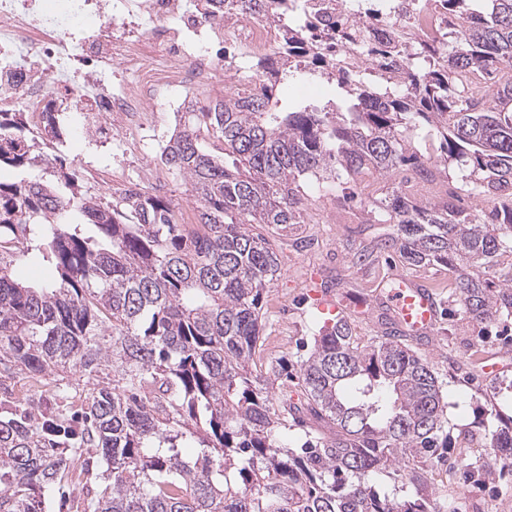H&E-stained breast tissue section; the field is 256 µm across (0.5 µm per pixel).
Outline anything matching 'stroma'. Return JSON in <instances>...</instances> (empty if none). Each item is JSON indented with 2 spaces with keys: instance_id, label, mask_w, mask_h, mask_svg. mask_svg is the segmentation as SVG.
I'll list each match as a JSON object with an SVG mask.
<instances>
[{
  "instance_id": "1",
  "label": "stroma",
  "mask_w": 512,
  "mask_h": 512,
  "mask_svg": "<svg viewBox=\"0 0 512 512\" xmlns=\"http://www.w3.org/2000/svg\"><path fill=\"white\" fill-rule=\"evenodd\" d=\"M342 90L320 75L291 69L287 81L274 91L276 108L288 112L300 106L323 108L340 101ZM64 131L65 144L56 152L74 170L84 190L104 195L135 185L171 199L188 223L198 212L185 180L172 174L158 156L116 150L113 131L103 126L87 135L79 113ZM340 192L324 196L314 191V176L299 180L306 198L298 224L252 225L279 256L281 270L263 293L262 361L280 358L297 362L314 345L320 323L313 316L312 292L333 298L345 312L359 341L396 329L387 293L408 278L427 284L437 296L438 321L432 337L405 340L426 359L443 382L448 439L501 427L512 415V322L478 324L459 319L456 310L457 275L448 269L410 266L398 254L373 252L377 240L394 237L396 225L387 223L378 202L391 185L378 174L341 175ZM439 506L448 512H512V475L483 485L472 484L465 473L447 475L433 469Z\"/></svg>"
}]
</instances>
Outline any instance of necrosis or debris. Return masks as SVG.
<instances>
[{"label": "necrosis or debris", "mask_w": 512, "mask_h": 512, "mask_svg": "<svg viewBox=\"0 0 512 512\" xmlns=\"http://www.w3.org/2000/svg\"><path fill=\"white\" fill-rule=\"evenodd\" d=\"M375 2L381 21L400 17L413 29L416 49L444 45L439 0L407 13L398 0ZM226 38L244 67L281 41L278 28L223 0H0V112H25L40 125L54 84L87 120L112 114L121 147L158 151L161 139L143 137L156 113L185 111L193 89L220 94L216 77L227 65L210 45Z\"/></svg>", "instance_id": "necrosis-or-debris-1"}]
</instances>
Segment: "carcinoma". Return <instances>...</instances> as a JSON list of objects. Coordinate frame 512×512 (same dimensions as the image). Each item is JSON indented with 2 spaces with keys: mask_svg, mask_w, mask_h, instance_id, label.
Instances as JSON below:
<instances>
[{
  "mask_svg": "<svg viewBox=\"0 0 512 512\" xmlns=\"http://www.w3.org/2000/svg\"><path fill=\"white\" fill-rule=\"evenodd\" d=\"M288 2L224 0L287 40L247 97L186 113L167 142L162 163L189 183L196 224L143 188L83 192L43 150L61 137L57 113L41 128L0 113V170L40 171L0 179V512H441L428 477L448 459L437 373L394 332L359 344L345 319L297 367H257L259 303L280 261L249 225L301 223L305 174L325 193L342 171L432 179V157L405 145L431 126L443 162L472 167L467 193L491 207L477 216L454 192L421 206L400 182L380 201L398 225L381 247L458 272L467 318L512 320V262L496 288L476 276L512 257V79L498 77L512 70V0H441L450 48L369 83L335 63L349 18L292 27ZM300 65L349 88L348 111H273L274 83ZM204 132L222 154L203 149ZM21 258L55 280L20 282ZM294 427L301 446L280 444ZM486 447L480 481L512 468V425ZM388 468L413 495L377 489Z\"/></svg>",
  "mask_w": 512,
  "mask_h": 512,
  "instance_id": "1",
  "label": "carcinoma"
}]
</instances>
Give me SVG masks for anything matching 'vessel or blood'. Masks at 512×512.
Segmentation results:
<instances>
[{"mask_svg":"<svg viewBox=\"0 0 512 512\" xmlns=\"http://www.w3.org/2000/svg\"><path fill=\"white\" fill-rule=\"evenodd\" d=\"M388 298L396 321L407 335H423L434 329L437 308L434 296L427 287L405 279L399 288L389 293Z\"/></svg>","mask_w":512,"mask_h":512,"instance_id":"vessel-or-blood-1","label":"vessel or blood"}]
</instances>
